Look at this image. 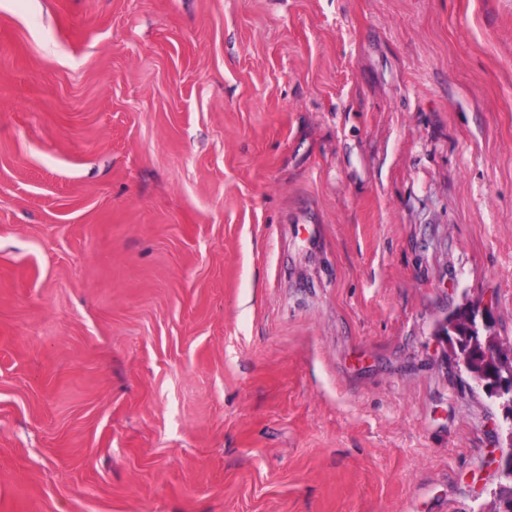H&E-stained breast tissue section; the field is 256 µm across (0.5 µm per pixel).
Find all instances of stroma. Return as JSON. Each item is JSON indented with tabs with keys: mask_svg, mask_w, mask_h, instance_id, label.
<instances>
[{
	"mask_svg": "<svg viewBox=\"0 0 512 512\" xmlns=\"http://www.w3.org/2000/svg\"><path fill=\"white\" fill-rule=\"evenodd\" d=\"M512 344V0H0V512H479ZM483 339L471 340L470 348L480 346L483 360L477 361L480 369L471 366L467 354H458L449 340H445L451 352L455 366L467 376L473 387L481 388L484 393L489 388L488 383L494 384L491 388L492 401L502 411V420L498 425L499 432L507 441L506 453L501 452L499 464V482L492 492L491 500L479 512H497L495 504L501 496L512 488V350L501 348L495 336L486 334ZM505 372V376H503ZM498 375V377H497ZM471 383H467L471 386Z\"/></svg>",
	"mask_w": 512,
	"mask_h": 512,
	"instance_id": "1",
	"label": "stroma"
}]
</instances>
